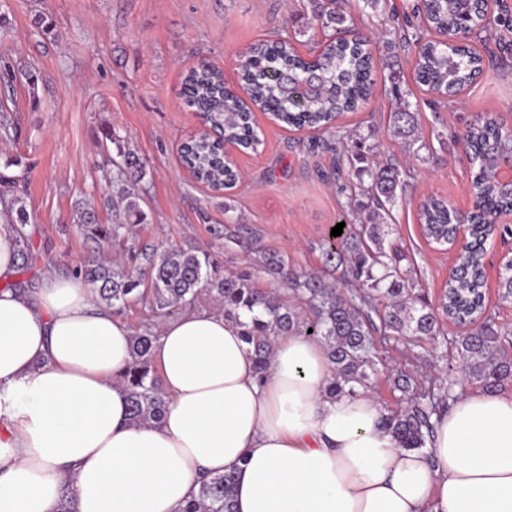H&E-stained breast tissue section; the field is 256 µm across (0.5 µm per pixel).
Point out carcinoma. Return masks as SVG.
<instances>
[{
  "mask_svg": "<svg viewBox=\"0 0 512 512\" xmlns=\"http://www.w3.org/2000/svg\"><path fill=\"white\" fill-rule=\"evenodd\" d=\"M421 11L428 28L453 35L477 15L474 0H422ZM321 24L332 28L339 38L323 44L313 59L306 60L288 41L264 42L250 47L238 72L239 84L252 104L241 96L224 91V74L212 66L193 68L185 82V104L206 114L207 123L223 130L224 140L243 149L260 144L253 128V108L295 130L317 129L336 134L337 120L353 111L355 104L371 94L372 49L355 33L354 18L343 10L322 9ZM415 71L427 91L451 96L470 86L478 76L480 58L471 46L450 54L438 41L419 37ZM397 111L390 113L388 131L409 140L417 116L400 87H392ZM499 123L487 112L465 133L473 171L470 189L474 209L458 213L438 198L425 200L419 221L425 238L440 246L450 245L459 225L467 228L469 248L452 269L441 299L431 302L415 291L402 273L403 254L390 240L392 225L386 216L396 206L405 180L392 163L371 160L373 147L359 140L354 154L344 159L336 154V170L344 163L354 165L360 190L373 205L372 214L347 224L343 233L322 247L325 273H310L288 265L279 254L265 253L257 266L226 274L211 255L174 245L162 250H131V263L84 261L75 272L107 306L122 311L133 299L149 298V309L161 317L166 310L194 304L202 293L212 296L224 317L243 327V336L254 357L259 377L267 372L273 354L274 337L306 336L324 344L334 366V376L326 387L330 396L353 394L368 389L375 377L373 333L386 336H430L440 334L441 318L447 317L469 330L456 340L458 360L468 384L482 391H499L512 384V334L488 323H478L484 310L485 282L483 245L494 234V226L483 218L487 210L512 213V192L497 179L498 161L512 149V142L498 137ZM123 164L137 178L145 175L139 158L120 152ZM182 162L195 171L200 182L215 190L232 187L236 174L211 141L198 137L181 155ZM22 177L0 171V187L12 194L8 223L15 225L16 243L22 259L31 256L33 243L25 230L31 215L23 201ZM77 230L97 243L108 244L128 236L130 224H100L95 211L80 213ZM264 273L284 279L294 295L310 308L306 314L280 299L273 290L254 287V279ZM499 297L512 300V263L505 264L499 277ZM379 325H374L373 318ZM313 332H308V329ZM158 333L144 324L134 331L132 362L121 375L128 391L130 411L139 420H159L167 409L159 374L151 360V348ZM458 382L433 385L421 390L402 374L395 388L402 405L387 410L386 429L401 447L421 449L434 428L433 418L455 400ZM234 476L217 474L202 480L198 494L182 512H233Z\"/></svg>",
  "mask_w": 512,
  "mask_h": 512,
  "instance_id": "obj_1",
  "label": "carcinoma"
}]
</instances>
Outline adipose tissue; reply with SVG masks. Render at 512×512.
Returning <instances> with one entry per match:
<instances>
[{
    "label": "adipose tissue",
    "mask_w": 512,
    "mask_h": 512,
    "mask_svg": "<svg viewBox=\"0 0 512 512\" xmlns=\"http://www.w3.org/2000/svg\"><path fill=\"white\" fill-rule=\"evenodd\" d=\"M15 239L0 221V512H180L224 472L236 512H512V393L460 394L409 450L370 390L328 397L321 342L276 337L261 379L240 327L200 305L162 324L167 412L138 423L118 378L132 326L53 266L16 287Z\"/></svg>",
    "instance_id": "1"
}]
</instances>
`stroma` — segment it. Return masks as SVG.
Returning a JSON list of instances; mask_svg holds the SVG:
<instances>
[{
	"label": "stroma",
	"instance_id": "stroma-1",
	"mask_svg": "<svg viewBox=\"0 0 512 512\" xmlns=\"http://www.w3.org/2000/svg\"><path fill=\"white\" fill-rule=\"evenodd\" d=\"M417 4L380 0L357 16V30L372 42L373 93L339 125L348 139L373 146L379 161L407 171L389 218L391 239L406 255L402 269L434 300L458 253L424 238L417 210L430 196L459 212L472 209L462 135L487 112L512 125V24L495 21L469 35L486 72L457 100L437 104L416 80V47L400 43L423 27ZM315 12L313 0H0V57L17 73L11 87L0 84V168L27 181L35 258L22 276L25 286L35 287L49 263L68 274L88 259L124 258L134 246L170 243L211 253L226 272L251 268L262 252L283 255L305 271L323 270L325 239L352 218L346 197L336 193L335 142L328 135L289 129L255 112L260 143L231 152L239 180L218 191L189 177L180 158L181 144L202 127L182 96L187 72L218 67L234 91L238 64L254 43L287 40L313 55L331 35ZM28 70L39 76L36 87L23 77ZM395 84L417 105L410 145L388 132ZM123 149L146 170L136 191L143 221L126 245L102 252L77 231L79 210L92 206L105 224L123 219L127 184L117 170ZM14 158L20 166H11ZM485 257L483 319L512 328V302L498 296L512 239L490 236ZM458 332L447 320L435 338L383 340L373 386L381 406L398 405V374L422 386L460 377L451 358Z\"/></svg>",
	"mask_w": 512,
	"mask_h": 512
}]
</instances>
